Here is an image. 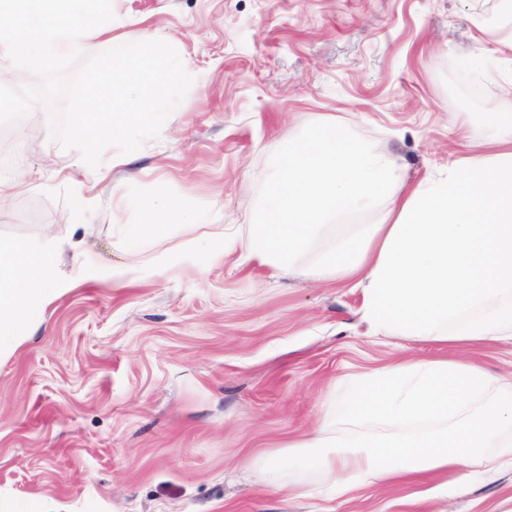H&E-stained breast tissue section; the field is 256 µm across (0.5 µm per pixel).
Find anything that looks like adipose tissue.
Returning a JSON list of instances; mask_svg holds the SVG:
<instances>
[{
  "instance_id": "obj_1",
  "label": "adipose tissue",
  "mask_w": 512,
  "mask_h": 512,
  "mask_svg": "<svg viewBox=\"0 0 512 512\" xmlns=\"http://www.w3.org/2000/svg\"><path fill=\"white\" fill-rule=\"evenodd\" d=\"M489 103L483 122L493 134L469 144L445 173L407 185L397 159L353 142L336 125L288 150L267 174L265 206L248 238L226 226L214 238L167 253L156 270H198L236 259L285 273L357 280L370 335L414 336L458 347L512 344V77ZM386 201L375 224L331 239L313 267L296 263L335 224ZM140 221L121 225L130 246L163 237L176 207L139 199ZM61 242L0 240V356L33 336L34 316L77 282H125L134 270L88 263L74 275L57 265ZM489 454L478 457V449ZM289 459L324 473L337 494L363 482L470 479L512 464V381L467 361L407 359L363 378L352 400L325 415L314 433L289 443Z\"/></svg>"
}]
</instances>
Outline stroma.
Returning <instances> with one entry per match:
<instances>
[{"instance_id": "obj_1", "label": "stroma", "mask_w": 512, "mask_h": 512, "mask_svg": "<svg viewBox=\"0 0 512 512\" xmlns=\"http://www.w3.org/2000/svg\"><path fill=\"white\" fill-rule=\"evenodd\" d=\"M124 42L162 37L194 82L157 138L94 191L63 180L74 158L49 113L0 126L29 190L0 206V238L65 241L63 273L149 267L223 225L259 216L290 140L336 123L395 156L410 181L444 172L502 93L485 73L500 0H112ZM155 193L184 210L137 250L113 234ZM344 279L283 276L252 261L186 265L121 284L81 282L0 357V512H512V468L422 499L425 483L349 497L281 456L335 391L406 357L457 358L512 377V347L379 342ZM288 488L263 482L271 458Z\"/></svg>"}]
</instances>
